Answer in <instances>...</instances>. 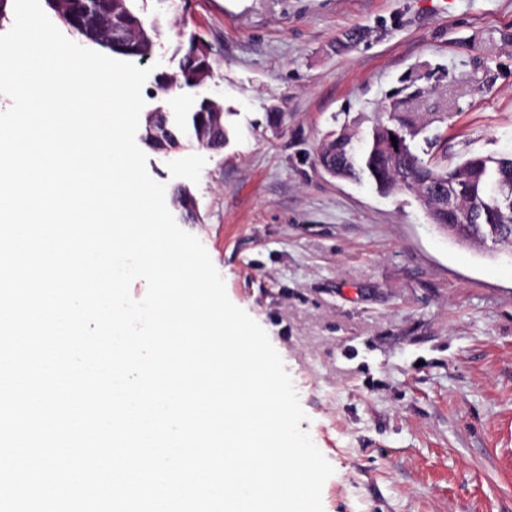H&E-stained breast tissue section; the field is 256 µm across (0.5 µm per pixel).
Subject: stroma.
I'll use <instances>...</instances> for the list:
<instances>
[{"label": "stroma", "instance_id": "stroma-1", "mask_svg": "<svg viewBox=\"0 0 512 512\" xmlns=\"http://www.w3.org/2000/svg\"><path fill=\"white\" fill-rule=\"evenodd\" d=\"M152 61L177 76L183 34L209 47L203 87L171 104L184 150L146 149L183 190L177 224L231 302L268 334L334 469L324 512H512V263L448 240L409 192L337 179L317 153L409 113L423 158L512 154V0H144ZM226 142H193L202 99Z\"/></svg>", "mask_w": 512, "mask_h": 512}]
</instances>
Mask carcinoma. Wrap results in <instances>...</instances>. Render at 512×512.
I'll list each match as a JSON object with an SVG mask.
<instances>
[{
  "mask_svg": "<svg viewBox=\"0 0 512 512\" xmlns=\"http://www.w3.org/2000/svg\"><path fill=\"white\" fill-rule=\"evenodd\" d=\"M46 5L68 32L111 54L144 59L153 49L154 28L147 25L135 0H112L113 27L125 30L134 43V49L124 53L104 41L92 39L85 28L88 15L105 7L99 0H66L63 5L46 0ZM199 42L192 34L184 43L180 66L184 82L212 69L210 56L199 49ZM213 111L211 103L201 102L191 113L192 128L207 126ZM389 127L405 135L403 148L396 153L385 147ZM417 134L402 118L377 121L362 141L346 127L321 143L319 162L333 170L337 178L367 180L384 196L404 191L415 193L425 208L428 222L436 230L464 246L485 249L490 241L491 252L502 254L512 262V155L471 154L448 167L417 153L412 144ZM449 183L459 189L461 222L458 224L449 220L448 212L439 210L437 203L436 186L445 187Z\"/></svg>",
  "mask_w": 512,
  "mask_h": 512,
  "instance_id": "1",
  "label": "carcinoma"
}]
</instances>
